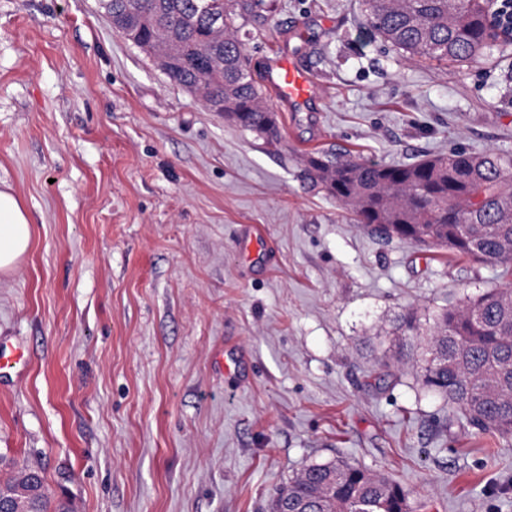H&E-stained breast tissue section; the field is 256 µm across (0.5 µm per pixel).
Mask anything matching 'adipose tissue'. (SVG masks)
Here are the masks:
<instances>
[{
	"instance_id": "ef3b65f1",
	"label": "adipose tissue",
	"mask_w": 512,
	"mask_h": 512,
	"mask_svg": "<svg viewBox=\"0 0 512 512\" xmlns=\"http://www.w3.org/2000/svg\"><path fill=\"white\" fill-rule=\"evenodd\" d=\"M28 211L8 189H0V271L13 269L30 247Z\"/></svg>"
}]
</instances>
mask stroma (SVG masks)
<instances>
[{"mask_svg": "<svg viewBox=\"0 0 512 512\" xmlns=\"http://www.w3.org/2000/svg\"><path fill=\"white\" fill-rule=\"evenodd\" d=\"M248 53L321 86L318 111H277V153L100 0H0V184L33 219L0 273V340L27 357L0 379V476L39 470L71 512H272L338 459L409 512H512V437L423 382L437 313L512 278L354 223L305 164L512 151V48L427 66L371 37L359 0H277Z\"/></svg>", "mask_w": 512, "mask_h": 512, "instance_id": "obj_1", "label": "stroma"}]
</instances>
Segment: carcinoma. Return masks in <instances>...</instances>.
Masks as SVG:
<instances>
[{
    "label": "carcinoma",
    "mask_w": 512,
    "mask_h": 512,
    "mask_svg": "<svg viewBox=\"0 0 512 512\" xmlns=\"http://www.w3.org/2000/svg\"><path fill=\"white\" fill-rule=\"evenodd\" d=\"M125 39L166 60L169 81L208 111L280 144L276 115L246 58L245 38L274 0H102ZM494 0H362L370 32L419 62L463 65L505 53L512 34ZM310 173L352 219L388 238L453 253L512 275V155L450 151L411 164L321 150ZM424 383L483 434L512 436V289L490 288L443 310L427 341ZM288 512H407L386 477L340 460L313 463L282 488ZM39 471L0 480V512H49Z\"/></svg>",
    "instance_id": "carcinoma-1"
}]
</instances>
